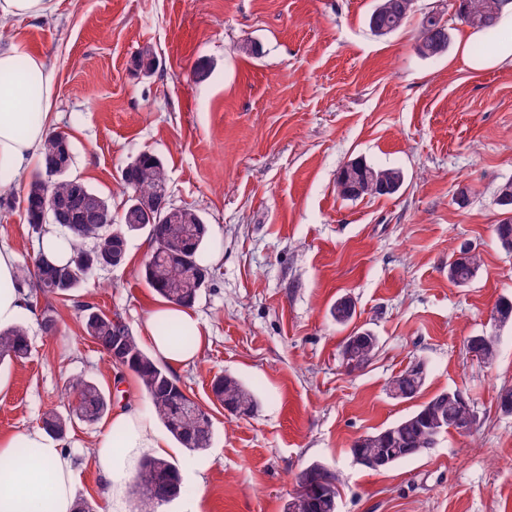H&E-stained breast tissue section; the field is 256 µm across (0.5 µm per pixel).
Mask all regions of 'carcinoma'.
Listing matches in <instances>:
<instances>
[{"label": "carcinoma", "mask_w": 512, "mask_h": 512, "mask_svg": "<svg viewBox=\"0 0 512 512\" xmlns=\"http://www.w3.org/2000/svg\"><path fill=\"white\" fill-rule=\"evenodd\" d=\"M418 0H378L370 13L369 29L379 36L394 33L404 26L416 12ZM505 0H454L455 15L466 26L484 33L486 40L498 37V21ZM448 27L442 19L430 13L423 14L418 29L419 53L426 58L442 55L448 49ZM150 67L145 74L157 68V59L149 47L141 49L133 64ZM72 147L68 137L57 133L47 138L44 145V168L59 166L54 172H45L29 184L22 203L32 231L39 234L46 223L60 227V241L53 248L70 253L65 262L49 259L39 252L34 267L23 266L18 271L21 286L29 288L33 300L39 297L67 296L85 284L98 270L112 268V251L116 244L128 241L139 231L150 236L156 255L142 268L147 284L166 301L182 306L194 305L198 295L210 278L204 263L203 250L209 239V225L202 216L188 208L174 209L170 204L168 177L163 161L153 154H141L122 171L126 190L135 195L148 194L155 200L153 222L143 224L124 212L119 223L86 224L82 209L74 204L78 198L89 195L108 204L99 193L82 180L68 175L72 164ZM346 182L339 196L355 201L365 196H393L404 184V174L398 168H382L363 160L347 164ZM496 204L507 213L495 233L501 247L512 252V180L502 183L497 191ZM481 255L470 248L460 250L458 259L448 263V279L458 286L469 283L481 265ZM331 315L340 325L350 323L355 306L336 300ZM82 329L116 366L134 373L147 395L153 414L172 437L190 453H202L211 447L213 439L210 413L201 405L193 409L181 406L184 395L176 377L157 362L140 344L126 325L104 313L84 306ZM344 347L350 349L355 369L368 366L378 349V343L354 333L346 338ZM473 356L484 362L493 360L496 346L473 337L467 341ZM31 346L23 322L0 329V361L24 360ZM409 367L394 376L388 385L401 383L400 398H415L425 384ZM74 403L65 412H52L43 419L46 432L65 437L74 420L93 424L109 411L111 397L90 378L76 377L69 382ZM211 391L220 404L230 405L233 416H250L257 408L253 393L236 377L217 375L212 379ZM471 403L457 389L443 390L422 403L400 420L387 427L357 438L351 445L353 461L366 468H373L370 458L387 451L394 456L393 464L417 456L436 445L438 439L452 429L469 421ZM328 470L314 467L302 472V500L293 504L294 512H337L338 490L325 482ZM182 487L176 465L166 458L146 457L140 465L135 483V493L140 502V512H158V508L181 494Z\"/></svg>", "instance_id": "cac0c4a2"}]
</instances>
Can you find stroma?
<instances>
[{
	"mask_svg": "<svg viewBox=\"0 0 512 512\" xmlns=\"http://www.w3.org/2000/svg\"><path fill=\"white\" fill-rule=\"evenodd\" d=\"M451 2H418L442 13L452 35L433 59L416 50L417 20L387 36L370 31L375 0H57L51 15L15 22L0 39L56 68L53 128L70 138V174L104 196L113 216L128 200L123 168L147 152L167 168L172 203L197 210L213 234L211 278L194 305L205 346L174 375L208 408L214 438L200 454L174 441L165 449L192 474L166 512H182L196 494L202 512H286L313 462L334 473L338 512H512V414L497 403L499 388L512 385V324L491 321L497 300L512 296V252L494 234L503 218L496 191L512 179V65L466 62L465 41L483 35L455 18ZM248 41L259 54L242 52ZM146 46L159 60L151 74L133 68ZM357 159L402 169L400 192L340 198L337 173ZM28 185L13 181L12 202L0 205V241L23 266L38 251L21 204ZM148 242L132 235L122 265L70 296L39 299L24 316L31 355L0 364V435L64 410L80 375L111 395L113 409L148 407L138 379L81 327L88 304L145 339L160 301L141 276ZM464 243L482 263L458 286L448 263ZM342 296L356 310L347 326L330 313ZM47 313L56 335L39 327ZM361 327L378 350L350 372L342 346ZM482 334L498 342L489 363L467 350ZM416 362L427 373L423 398L462 390L476 426L387 470L357 465L354 440L417 408L386 388ZM218 374L253 392L254 415L213 403ZM97 430L74 422L65 445L79 498L108 512L92 459Z\"/></svg>",
	"mask_w": 512,
	"mask_h": 512,
	"instance_id": "1",
	"label": "stroma"
}]
</instances>
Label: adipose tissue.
<instances>
[{"instance_id":"ef3b65f1","label":"adipose tissue","mask_w":512,"mask_h":512,"mask_svg":"<svg viewBox=\"0 0 512 512\" xmlns=\"http://www.w3.org/2000/svg\"><path fill=\"white\" fill-rule=\"evenodd\" d=\"M24 78L12 80L16 69ZM57 86L55 68L41 54L17 44L0 47V173L28 177L43 161ZM26 292L18 282V256L0 242V327L13 325L27 310ZM189 331L194 343L176 349L159 334V323ZM154 355L181 367L194 363L204 333L193 309L167 302L154 307L146 322ZM165 442L140 409L112 414L93 442V462L109 493V512H127V484L145 456L162 452ZM77 501L75 466L62 440L40 429L0 436V512H73Z\"/></svg>"}]
</instances>
